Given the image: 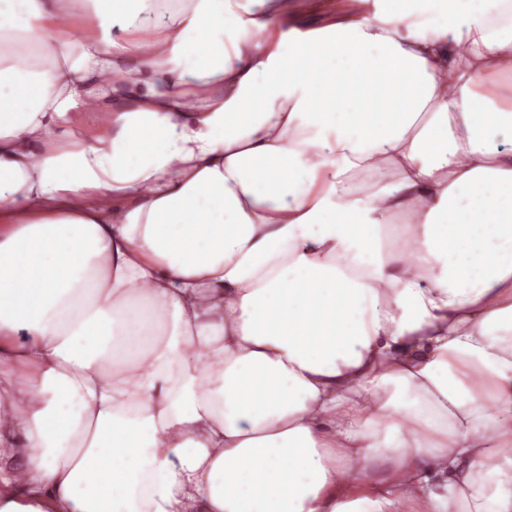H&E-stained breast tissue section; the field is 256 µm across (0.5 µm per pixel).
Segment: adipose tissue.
Segmentation results:
<instances>
[{"instance_id":"adipose-tissue-1","label":"adipose tissue","mask_w":512,"mask_h":512,"mask_svg":"<svg viewBox=\"0 0 512 512\" xmlns=\"http://www.w3.org/2000/svg\"><path fill=\"white\" fill-rule=\"evenodd\" d=\"M392 2L0 0V512H512V29ZM346 0H295L296 18L304 28L322 27L329 23L330 15L341 10Z\"/></svg>"}]
</instances>
